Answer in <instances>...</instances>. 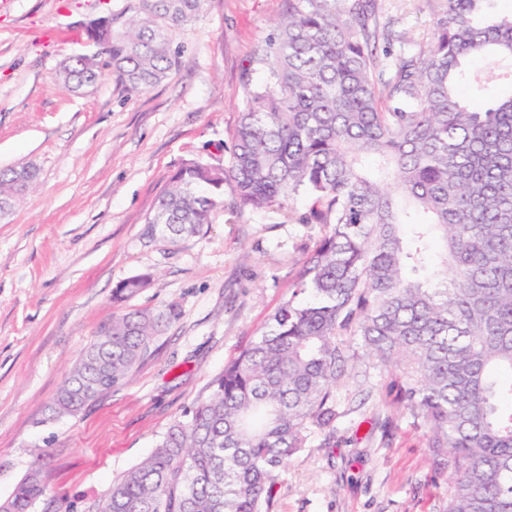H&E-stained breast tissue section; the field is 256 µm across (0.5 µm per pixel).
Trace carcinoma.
Returning a JSON list of instances; mask_svg holds the SVG:
<instances>
[{
    "instance_id": "obj_1",
    "label": "carcinoma",
    "mask_w": 512,
    "mask_h": 512,
    "mask_svg": "<svg viewBox=\"0 0 512 512\" xmlns=\"http://www.w3.org/2000/svg\"><path fill=\"white\" fill-rule=\"evenodd\" d=\"M207 0H136L88 35L129 90L165 80L173 33ZM493 0H429L433 30L394 54L377 0H288L255 62L229 164L182 163L146 219L171 244L206 232L224 188L262 210L302 197L322 235L267 326L224 365L209 393L118 478L94 512H271L277 473L312 428L336 421V389L364 359L394 376L398 398L448 467L446 512H512V95L474 109L457 94L467 65H512V15ZM100 61L63 67L69 91L94 86ZM38 169L0 170V216ZM141 273L112 301L149 287ZM180 310L112 315L59 387L53 412L122 382ZM351 340H345V337ZM357 340L361 349L351 341ZM45 493L26 476L8 501Z\"/></svg>"
}]
</instances>
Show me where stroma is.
<instances>
[{
    "instance_id": "1",
    "label": "stroma",
    "mask_w": 512,
    "mask_h": 512,
    "mask_svg": "<svg viewBox=\"0 0 512 512\" xmlns=\"http://www.w3.org/2000/svg\"><path fill=\"white\" fill-rule=\"evenodd\" d=\"M128 0H0V169L30 162L38 187L0 218V503L39 470L34 512H91L113 481L204 397L225 364L287 297L321 234L305 206L264 211L225 194L206 234L148 241L146 218L182 162L229 163L226 150L254 58L286 0H209L177 31L180 64L147 92L112 71L65 93L61 65L96 52L86 24ZM408 40L430 36L427 0H379ZM154 271L122 306L112 290ZM177 304L123 383L75 415L50 418L65 373L113 313ZM373 363L338 388L333 440L312 430L280 472L271 512H445L448 483L414 417Z\"/></svg>"
}]
</instances>
